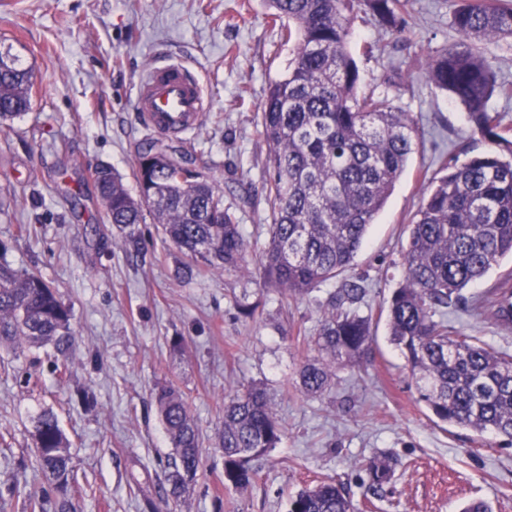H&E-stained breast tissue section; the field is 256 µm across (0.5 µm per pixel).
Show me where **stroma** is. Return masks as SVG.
<instances>
[{
  "label": "stroma",
  "mask_w": 512,
  "mask_h": 512,
  "mask_svg": "<svg viewBox=\"0 0 512 512\" xmlns=\"http://www.w3.org/2000/svg\"><path fill=\"white\" fill-rule=\"evenodd\" d=\"M458 2L409 0L401 33L364 13L351 23L363 88L399 70V103L422 143L348 272L366 290L362 310L376 313L375 340L361 366L337 369L325 394L308 397L296 388L298 372L335 286L295 299L266 285L259 263L270 222L261 103L295 54L262 0H0V49L33 72L31 110L0 125V242L14 268L37 272L71 307L75 336L62 375L44 354L0 347L1 512H27L24 487L44 482L31 448L33 419L45 409L73 443L80 512H146L145 501L161 503L172 449L154 395L169 382L187 393L208 439L221 427L225 395L251 384L266 389L283 427L242 491L225 487L224 459L206 447L182 512H288L291 496L320 480L342 486L355 512H460L471 500L512 512V448L495 434L436 422L382 314L403 280L423 174L442 158L489 148L465 109L410 67L414 53L454 41ZM161 61L186 65L208 101L201 125L179 138L155 136L134 109L143 74ZM152 141L172 156L188 154L223 192L250 246L246 269L178 278L181 255L150 220L137 227L138 251L99 246L112 228L95 167H112L138 195L137 154ZM23 225L31 235L20 234ZM510 270L503 259L463 290L448 308L449 331L512 352V331L473 306ZM244 305L254 317L241 315ZM177 336L186 345L180 357L170 351ZM80 389L92 406L79 402ZM381 456L393 471L372 490L360 464Z\"/></svg>",
  "instance_id": "1"
}]
</instances>
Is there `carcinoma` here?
<instances>
[{
	"instance_id": "cac0c4a2",
	"label": "carcinoma",
	"mask_w": 512,
	"mask_h": 512,
	"mask_svg": "<svg viewBox=\"0 0 512 512\" xmlns=\"http://www.w3.org/2000/svg\"><path fill=\"white\" fill-rule=\"evenodd\" d=\"M272 23L295 41L288 74L271 82L261 104V125L271 171L269 246L260 263L269 283L303 297L339 281L311 343L319 357L299 370L298 387L322 395L333 370L354 366L373 341L372 313L360 305L361 285L346 279L371 224L420 145V131L393 92L397 71L383 89H361L349 52L352 16L364 11L379 25L405 30L409 0H265ZM452 26L457 39L424 56L426 75L467 111L492 148L463 162L441 163L427 180V195L414 214L402 256L403 283L387 306L390 342L399 348L419 400L441 422L491 432L512 443V354L461 332L451 336L444 315L461 292L512 255V139L499 115L488 109L497 93L512 97V84H498L480 43L512 40V0H459ZM32 72L10 51H0V123L32 107ZM134 198L108 165L95 178L105 216L129 249H138L135 225L152 216L163 238L183 256L187 276L236 269L248 261L247 241L224 194L198 172L165 152L153 161L138 156ZM0 242V346L52 350L67 356L73 344L71 310L40 275L5 260ZM512 298L508 272L475 305L504 331L500 300ZM156 408L173 452L167 465V500L178 504L199 472L206 439L187 394L168 384L155 393ZM282 426L263 388L250 385L224 398L218 443L224 485L243 490L255 481L254 462L277 445ZM35 468L49 488L27 494L29 512H75L71 489L76 465L69 440L50 410L38 414L32 433ZM371 486L389 480L392 462L371 461ZM289 512H353L333 482L300 489Z\"/></svg>"
}]
</instances>
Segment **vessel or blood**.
<instances>
[{"label":"vessel or blood","instance_id":"obj_1","mask_svg":"<svg viewBox=\"0 0 512 512\" xmlns=\"http://www.w3.org/2000/svg\"><path fill=\"white\" fill-rule=\"evenodd\" d=\"M135 108L155 132L180 136L199 126L208 103L186 66L156 64L148 69L138 86Z\"/></svg>","mask_w":512,"mask_h":512}]
</instances>
